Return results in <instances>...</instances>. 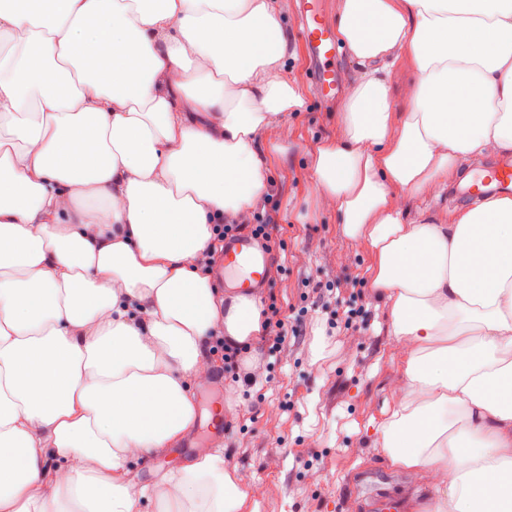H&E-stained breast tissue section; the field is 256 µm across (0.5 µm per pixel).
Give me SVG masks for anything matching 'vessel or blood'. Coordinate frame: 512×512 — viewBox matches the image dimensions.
Masks as SVG:
<instances>
[{"label":"vessel or blood","instance_id":"vessel-or-blood-1","mask_svg":"<svg viewBox=\"0 0 512 512\" xmlns=\"http://www.w3.org/2000/svg\"><path fill=\"white\" fill-rule=\"evenodd\" d=\"M296 19L302 41L315 60L312 81L317 88L318 100L330 102L338 91L336 61L342 54V47L322 8V0H298ZM489 189L512 192V163H500L475 173L468 185L459 189L458 195L463 201L473 202ZM267 266V255L259 251L252 237L242 236L226 242L224 270L240 291L248 293L262 286Z\"/></svg>","mask_w":512,"mask_h":512}]
</instances>
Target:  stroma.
Here are the masks:
<instances>
[{
  "mask_svg": "<svg viewBox=\"0 0 512 512\" xmlns=\"http://www.w3.org/2000/svg\"><path fill=\"white\" fill-rule=\"evenodd\" d=\"M295 0H277L288 40L283 75L305 105L279 115L263 139L270 150L268 191L273 194L271 253L260 300L275 297L285 315L301 312L294 335L271 358L265 379L242 389L216 359L211 379L193 385L198 407L205 392L224 390L223 438L206 439L201 424L182 438L179 450L153 455V467L130 462L126 479L152 486L176 468L188 447L206 441L224 451L252 485L245 512H366L383 489L404 496L408 474L391 467L370 433L396 395L390 385L401 356L387 328V306L370 287L367 247L345 237L335 208L321 204L312 172L313 153L338 132V103L313 97L309 59L294 24ZM353 282L348 306L321 298L318 284Z\"/></svg>",
  "mask_w": 512,
  "mask_h": 512,
  "instance_id": "obj_1",
  "label": "stroma"
}]
</instances>
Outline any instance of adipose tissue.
<instances>
[{
    "mask_svg": "<svg viewBox=\"0 0 512 512\" xmlns=\"http://www.w3.org/2000/svg\"><path fill=\"white\" fill-rule=\"evenodd\" d=\"M336 31L358 76L313 172L402 355L373 442L435 512H512V198L400 206L512 156V0H338ZM285 52L273 0H0V512H244L220 449L125 475L194 425L212 337L262 338L260 301L195 262L303 104ZM463 176V175H462ZM462 176L452 177L448 180V185L442 191L441 196L438 200L432 194H425L417 197L406 199L403 202V212L407 219H414L419 216L421 210H425V214L433 215L443 210L444 208H469L476 204L461 205L454 202L450 197V190L457 183H460Z\"/></svg>",
    "mask_w": 512,
    "mask_h": 512,
    "instance_id": "ef3b65f1",
    "label": "adipose tissue"
}]
</instances>
